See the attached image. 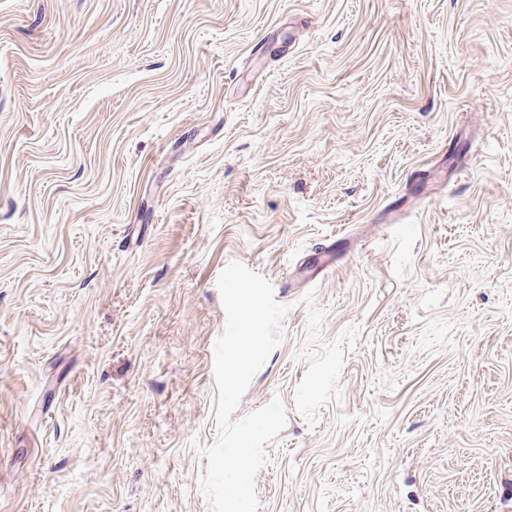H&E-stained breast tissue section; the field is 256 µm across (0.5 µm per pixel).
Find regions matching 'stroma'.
I'll list each match as a JSON object with an SVG mask.
<instances>
[{
	"instance_id": "obj_1",
	"label": "stroma",
	"mask_w": 512,
	"mask_h": 512,
	"mask_svg": "<svg viewBox=\"0 0 512 512\" xmlns=\"http://www.w3.org/2000/svg\"><path fill=\"white\" fill-rule=\"evenodd\" d=\"M233 261L258 512H512V0H0V512H211Z\"/></svg>"
}]
</instances>
